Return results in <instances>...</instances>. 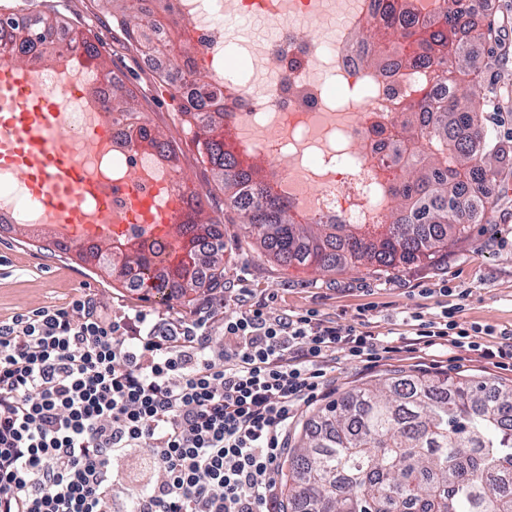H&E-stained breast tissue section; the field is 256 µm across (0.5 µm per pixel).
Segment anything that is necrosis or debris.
I'll use <instances>...</instances> for the list:
<instances>
[{"instance_id": "4bbe7bcc", "label": "necrosis or debris", "mask_w": 512, "mask_h": 512, "mask_svg": "<svg viewBox=\"0 0 512 512\" xmlns=\"http://www.w3.org/2000/svg\"><path fill=\"white\" fill-rule=\"evenodd\" d=\"M234 2L275 32L271 38L239 43L237 54L249 63L245 73L229 67L214 76L224 87L234 133L257 153L267 143L279 144L275 170L280 190L299 211L319 210L347 224L376 221L382 209L377 132L390 130L399 93L419 82L420 71L379 75L356 64L354 36L382 22L372 12L371 0H289L284 17L270 9V0ZM175 10L192 33L199 56L211 59L223 53V0H175ZM334 17L343 22L340 34L314 39L304 35V25H321ZM57 48L67 66H49L39 59L28 65L45 86L79 89V97L69 101L67 129L94 125L101 119L95 100L109 98L110 85L82 64L83 52L70 36L61 37ZM333 85L361 89V110L336 107L329 91ZM110 128V151L87 146L83 159L91 171L110 177L113 212L118 215L133 171L150 172L159 182L170 181L171 171L158 152L132 147L126 124L114 121ZM0 213L15 224L39 221L25 184L6 172H0Z\"/></svg>"}]
</instances>
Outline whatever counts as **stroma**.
Instances as JSON below:
<instances>
[{
	"mask_svg": "<svg viewBox=\"0 0 512 512\" xmlns=\"http://www.w3.org/2000/svg\"><path fill=\"white\" fill-rule=\"evenodd\" d=\"M484 16L492 33L478 49L486 65L478 76L483 93L497 104L500 118L493 131L498 139L512 140V0H494ZM56 9L73 31L91 38L115 78L134 91L143 105L151 129L180 149L174 173L176 182L196 187L206 214L221 217L223 196H209L214 175L201 162L196 147L185 135L177 114L182 102L174 90H163L156 66L135 49L124 46L110 10L96 0H61ZM483 223L472 225L437 264H421L385 276L366 268L325 274L313 268L280 265L264 254L242 225L228 224L226 236L237 237L236 246L224 251V292L199 288L186 296L162 299L150 288H116L110 278L80 263L68 245L46 246L50 227L39 224L0 226V319L39 307L62 305L77 290L89 292L96 303L112 313L142 310L153 317L177 323L207 313L214 324L241 312L234 291L247 289L251 301L268 311L289 314L317 310L323 318L348 327L370 322L384 333L403 314L419 312L425 318L439 314L443 305L460 304L458 321L464 326L512 330V166L493 174ZM452 288L443 296L442 288ZM470 375L479 380L512 386V371L498 368L479 352L449 348L434 351L407 339L394 340L389 353L371 365L337 360L323 391L298 410L295 427L305 426L321 404L352 386L389 375Z\"/></svg>",
	"mask_w": 512,
	"mask_h": 512,
	"instance_id": "1",
	"label": "stroma"
}]
</instances>
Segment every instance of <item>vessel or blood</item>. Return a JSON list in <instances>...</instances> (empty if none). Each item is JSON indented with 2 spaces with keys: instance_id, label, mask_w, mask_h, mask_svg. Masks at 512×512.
Listing matches in <instances>:
<instances>
[{
  "instance_id": "b4317fda",
  "label": "vessel or blood",
  "mask_w": 512,
  "mask_h": 512,
  "mask_svg": "<svg viewBox=\"0 0 512 512\" xmlns=\"http://www.w3.org/2000/svg\"><path fill=\"white\" fill-rule=\"evenodd\" d=\"M65 92L38 83L29 66L0 65V169L19 177L43 209L56 237L96 243L118 230L112 220V186L94 179L80 160L86 141L110 147L107 122L79 134L62 132ZM184 212L183 196L132 194L129 218L147 224L153 238L179 250L173 232Z\"/></svg>"
}]
</instances>
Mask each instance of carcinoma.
Masks as SVG:
<instances>
[{
    "label": "carcinoma",
    "instance_id": "cac0c4a2",
    "mask_svg": "<svg viewBox=\"0 0 512 512\" xmlns=\"http://www.w3.org/2000/svg\"><path fill=\"white\" fill-rule=\"evenodd\" d=\"M115 18L128 45L153 53L169 79L193 70V39L181 29L179 46L153 38L164 25L132 11L129 0ZM420 20L398 18L382 5L389 48L380 49L383 30L360 35V61L367 69L424 65L428 74L405 95L392 117L398 129L388 139L386 157L397 175L390 182L384 211L390 220L345 224L334 216L309 222L296 219L295 208L260 169L239 159L224 138V90L196 82L182 94V124L193 136L202 162L215 173L214 190L224 195L230 224H241L265 252L284 266H314L326 273L364 266L388 274L409 265L441 262L448 245L480 224L485 209L477 187L492 172L491 159L506 151L477 123V99L462 93L474 84L480 60L474 43L482 29L461 31L470 16L469 0H452ZM9 29L10 51L54 60L52 44L62 28L54 9L34 15L0 17ZM215 100L210 112H197L203 100ZM112 119L129 122L132 142L155 150L174 166L178 148L160 140L142 121L137 97L122 83H112ZM176 233L195 243V271L187 284L166 272L167 287L180 295L202 287H224V222L206 218L193 203ZM154 243L127 270L137 271L139 287L155 264ZM288 512H512V388L467 378L409 375L366 383L347 391L318 411L300 446L288 458Z\"/></svg>",
    "mask_w": 512,
    "mask_h": 512
}]
</instances>
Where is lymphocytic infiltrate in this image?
<instances>
[{"label": "lymphocytic infiltrate", "mask_w": 512, "mask_h": 512, "mask_svg": "<svg viewBox=\"0 0 512 512\" xmlns=\"http://www.w3.org/2000/svg\"><path fill=\"white\" fill-rule=\"evenodd\" d=\"M459 311L402 323L426 346L512 365V334L487 338ZM388 350L385 334L261 304L214 328L114 317L82 292L0 320V512H283L299 406L332 356L370 364ZM134 448L160 477L122 489L113 462Z\"/></svg>", "instance_id": "f902f5d3"}]
</instances>
